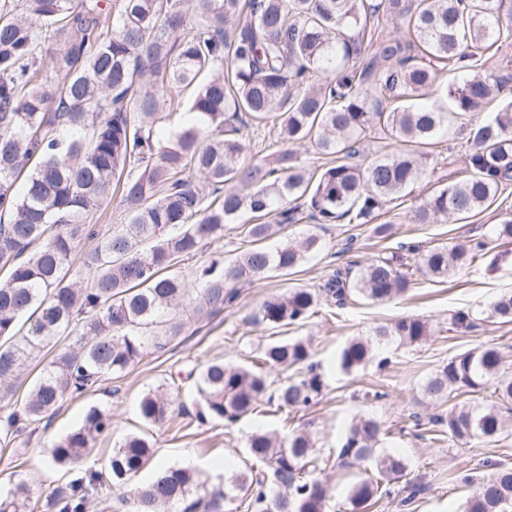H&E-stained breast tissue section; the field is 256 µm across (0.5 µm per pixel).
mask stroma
I'll use <instances>...</instances> for the list:
<instances>
[{"label": "stroma", "instance_id": "35a3bbf8", "mask_svg": "<svg viewBox=\"0 0 512 512\" xmlns=\"http://www.w3.org/2000/svg\"><path fill=\"white\" fill-rule=\"evenodd\" d=\"M467 149L465 135L458 132L440 139L432 149L434 171L430 181L463 176ZM409 209V201L402 198L385 205L380 220L390 223L391 229L383 237L374 233L372 225L344 220L314 228L305 223L290 227L288 239L299 241L313 232L321 244L319 250L306 254L294 274L275 272L243 288L234 304L221 315L207 323L191 324L184 336L165 349L146 353L123 374L109 377L81 398L66 401L48 429L0 446V494H8L22 479L32 480L37 490L46 491L70 481L77 472L101 469L117 441L143 430L148 433L156 457L202 471L213 485L219 486L225 474L250 466L245 446L252 432L279 434L296 428L310 433L319 457L318 470L333 489L329 512H340L352 481L363 476L364 470L340 462L338 449L352 420L371 416L388 430L383 449L405 457L411 477L427 485L410 512H457L461 501L473 492L461 481L465 471L487 460L512 464V425L496 440L456 446L444 438L416 436L412 419L417 416L425 420L438 413V406L421 394L424 381L449 358L476 344L497 346L512 371V323L481 321L476 327L457 331L448 327V318L454 311L487 306L502 293L512 291V261L492 260L502 250L500 243H490L487 259L451 278L415 275L405 295L385 304L358 301L333 312L324 307L303 325L273 332L250 320L268 296L295 287L316 288L336 269H353L377 255L391 254L400 243L454 245L487 235L493 224L512 217V187L487 209L463 221L415 224ZM405 316L431 322L436 329L434 336L412 347L395 341L377 346L376 362L352 372L341 370L339 353L349 340L371 336L376 327ZM273 337L299 338L309 343L325 382L319 402L296 415L287 416L264 407L233 424L217 420L199 423L189 394L192 383L186 378L187 370L202 368L215 359L231 364L250 362ZM382 357L389 360L383 368L377 365ZM157 388L167 391L175 404L162 423L147 428L137 415V402L141 395ZM369 389L383 391V399L365 398ZM92 407L111 412V431L94 441L80 462L48 465L51 440L78 428Z\"/></svg>", "mask_w": 512, "mask_h": 512}]
</instances>
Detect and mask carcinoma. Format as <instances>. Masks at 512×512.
Listing matches in <instances>:
<instances>
[{
    "label": "carcinoma",
    "mask_w": 512,
    "mask_h": 512,
    "mask_svg": "<svg viewBox=\"0 0 512 512\" xmlns=\"http://www.w3.org/2000/svg\"><path fill=\"white\" fill-rule=\"evenodd\" d=\"M381 13L400 36L375 47L367 31ZM511 39L509 0H0V442L36 430L67 398L184 335L186 324L167 314L188 306L195 322H209L240 285L295 269L319 245L309 234L268 248L275 225L371 224L386 202L410 195L415 224L482 211L512 184V70L486 72L482 58ZM448 71L461 78L439 82ZM181 93L193 125L183 124L175 101ZM485 110L483 122L466 126L467 176L423 186L427 148ZM270 119L276 140L246 159L245 130ZM373 133L383 145L365 161ZM303 149L333 161L312 172ZM116 194L124 223L104 233L85 223ZM230 230L251 247L233 258L212 253L186 281L182 262ZM487 248L476 238L407 251L423 275L446 279ZM404 266L393 255L370 259L354 274L338 270L317 289L267 297L253 321L277 329L305 322L322 305L390 301L409 286ZM480 318L512 322V292L480 312H454L450 325L469 329ZM69 335L73 346L40 358L54 338ZM431 335L429 322L399 318L376 328L373 341L347 342L340 368L366 366L375 342L412 346ZM36 361L41 370L28 395L13 401ZM287 367L297 375L271 377ZM487 387L497 403L462 399ZM323 388L309 345L277 340L254 368L209 363L195 382L196 417L234 423L262 405L301 412ZM422 391L455 400L429 420L452 443L500 436L501 410H512V375L486 344L451 357ZM170 406L165 393L150 390L138 415L159 424ZM111 429L108 411L90 409L79 428L52 440L49 462H78ZM385 434L372 418L347 430L338 458L373 469L351 485L347 512L415 498L417 482L393 486L408 465L378 448ZM247 449L270 480L237 472L224 489L211 490L198 472L169 467L132 488L154 450L146 437L130 434L112 449L109 473L87 472L46 498L57 512H88L92 496L107 487L131 512H167L180 502L184 512H223L238 497L244 512H326L330 489L313 477L318 457L307 433L256 431ZM483 466L488 473L462 476L477 489L458 512H512V466ZM38 504L20 481L0 498V512H35Z\"/></svg>",
    "instance_id": "1"
}]
</instances>
